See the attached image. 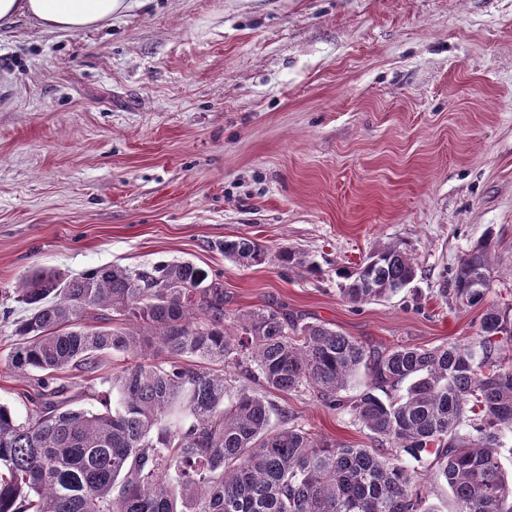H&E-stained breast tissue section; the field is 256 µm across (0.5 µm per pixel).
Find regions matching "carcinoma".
I'll list each match as a JSON object with an SVG mask.
<instances>
[{
	"instance_id": "cac0c4a2",
	"label": "carcinoma",
	"mask_w": 512,
	"mask_h": 512,
	"mask_svg": "<svg viewBox=\"0 0 512 512\" xmlns=\"http://www.w3.org/2000/svg\"><path fill=\"white\" fill-rule=\"evenodd\" d=\"M492 249L487 237L460 258L452 287L461 304L492 290ZM221 251L241 266L318 271L305 253L249 236ZM415 276V258L396 245L336 270L354 304L388 299ZM12 293L27 315L7 362L37 374L38 401L24 419L0 404V512H435L402 450L432 457L431 477L448 485L455 512H512L500 459L512 432L511 307H487L466 344L378 351L282 308L230 318L224 280L190 262L79 276L35 269ZM111 353L136 361L96 376ZM69 367L91 384L62 382ZM361 373L366 389L343 396ZM95 381L111 387L112 405L73 407ZM254 384L309 392L381 449L321 440L285 409L272 425L275 405Z\"/></svg>"
}]
</instances>
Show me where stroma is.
Returning a JSON list of instances; mask_svg holds the SVG:
<instances>
[{
	"label": "stroma",
	"instance_id": "obj_1",
	"mask_svg": "<svg viewBox=\"0 0 512 512\" xmlns=\"http://www.w3.org/2000/svg\"><path fill=\"white\" fill-rule=\"evenodd\" d=\"M247 235L320 273L243 267ZM492 238L485 302L512 305V0H129L79 32L0 25V290L188 261L225 309L281 306L378 349L477 335L481 307L438 290ZM389 244L414 281L353 304L336 270ZM24 305L0 299V403ZM316 436L370 448L346 412L274 393Z\"/></svg>",
	"mask_w": 512,
	"mask_h": 512
}]
</instances>
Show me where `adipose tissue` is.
I'll return each instance as SVG.
<instances>
[{
	"instance_id": "obj_1",
	"label": "adipose tissue",
	"mask_w": 512,
	"mask_h": 512,
	"mask_svg": "<svg viewBox=\"0 0 512 512\" xmlns=\"http://www.w3.org/2000/svg\"><path fill=\"white\" fill-rule=\"evenodd\" d=\"M125 7V0H0V24L28 16L53 30L77 32L111 19Z\"/></svg>"
}]
</instances>
